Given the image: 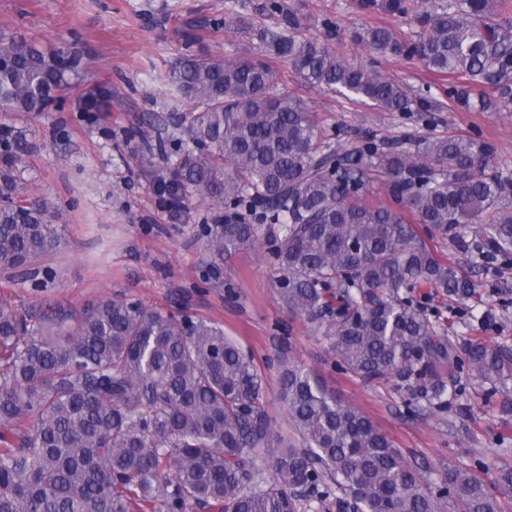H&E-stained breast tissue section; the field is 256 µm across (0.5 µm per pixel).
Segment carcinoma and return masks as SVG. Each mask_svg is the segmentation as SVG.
<instances>
[{"label": "carcinoma", "instance_id": "obj_1", "mask_svg": "<svg viewBox=\"0 0 512 512\" xmlns=\"http://www.w3.org/2000/svg\"><path fill=\"white\" fill-rule=\"evenodd\" d=\"M363 0L419 28L407 39L386 27L355 33L381 54L416 57L466 84L509 93L512 39L495 14L512 0ZM271 46L305 83L349 93L382 112L417 101L395 80L318 47L277 0ZM82 57L0 35V112L35 116L61 109L80 86ZM168 83L191 102L171 116L168 143L141 138L140 164L156 169L158 194L172 210L189 195L224 207L208 248L232 254L260 241L278 270L279 299L322 322L345 370L364 381H414L413 395L440 409L457 394L441 369L455 354L424 309L400 292L432 285L466 294L471 283L441 261L420 235L446 237L460 224L495 255L512 254V182L486 173L489 145L467 135L419 140L415 151L381 150L372 140L340 152L318 114L280 87L261 60L198 58L170 67ZM79 111L112 117V82L86 88ZM27 150L0 127V274L33 271L61 237L44 198L15 195ZM384 175L386 200L367 190ZM478 385L512 394V352L470 343ZM280 400L300 445L275 434L262 375L216 323L136 302L105 299L77 328L63 330L0 302V512H303L334 487L341 512H504L512 466L488 484L448 466L434 494L395 442L348 406L311 370L281 360ZM272 475H267V471Z\"/></svg>", "mask_w": 512, "mask_h": 512}]
</instances>
